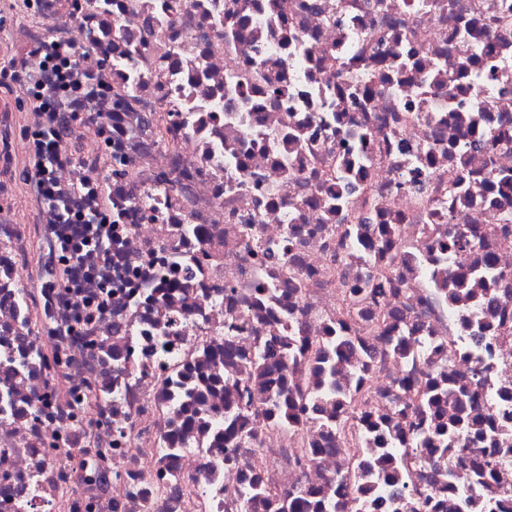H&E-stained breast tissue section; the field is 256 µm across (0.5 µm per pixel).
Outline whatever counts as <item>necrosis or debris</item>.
I'll use <instances>...</instances> for the list:
<instances>
[{
    "mask_svg": "<svg viewBox=\"0 0 512 512\" xmlns=\"http://www.w3.org/2000/svg\"><path fill=\"white\" fill-rule=\"evenodd\" d=\"M10 37L0 512H349L366 414L417 512H512V454L483 488L459 455L512 430V0H13ZM339 331L328 373L254 366ZM336 387L333 436L301 395ZM298 498H304V496ZM245 500L248 509L246 512H248L252 505L258 500L266 501V505L270 508L271 512H295V509L303 502L300 499H292L290 501L280 499L268 500L266 499V489L257 482H252L249 491L245 495Z\"/></svg>",
    "mask_w": 512,
    "mask_h": 512,
    "instance_id": "1",
    "label": "necrosis or debris"
}]
</instances>
